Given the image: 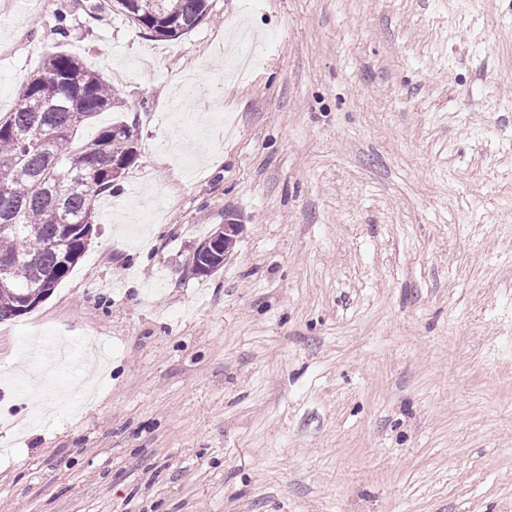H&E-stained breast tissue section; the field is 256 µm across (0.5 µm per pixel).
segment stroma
I'll list each match as a JSON object with an SVG mask.
<instances>
[{
    "mask_svg": "<svg viewBox=\"0 0 512 512\" xmlns=\"http://www.w3.org/2000/svg\"><path fill=\"white\" fill-rule=\"evenodd\" d=\"M9 3L0 116L64 50L138 145L0 323V512H512V0ZM155 38L177 39L188 34L211 12L210 0H107ZM236 227L237 224H221L217 229H215L213 235L207 242H202L197 247L195 252L202 259L201 266L204 271L212 270L213 267L210 266L212 262L219 261L220 265L223 263L235 240L234 233ZM222 242L224 245L223 252L219 247ZM195 252L190 259V270L195 276H200L201 272L198 264L199 259ZM203 261H206L207 263H203Z\"/></svg>",
    "mask_w": 512,
    "mask_h": 512,
    "instance_id": "obj_1",
    "label": "stroma"
}]
</instances>
